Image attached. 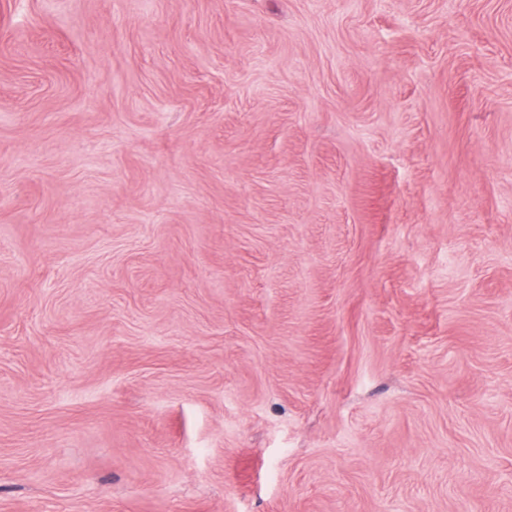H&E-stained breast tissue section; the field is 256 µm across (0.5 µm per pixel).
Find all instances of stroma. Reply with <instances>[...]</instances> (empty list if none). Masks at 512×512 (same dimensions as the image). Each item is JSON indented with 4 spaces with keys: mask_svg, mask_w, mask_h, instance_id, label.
Returning a JSON list of instances; mask_svg holds the SVG:
<instances>
[{
    "mask_svg": "<svg viewBox=\"0 0 512 512\" xmlns=\"http://www.w3.org/2000/svg\"><path fill=\"white\" fill-rule=\"evenodd\" d=\"M0 512H512V0H0Z\"/></svg>",
    "mask_w": 512,
    "mask_h": 512,
    "instance_id": "1",
    "label": "stroma"
}]
</instances>
